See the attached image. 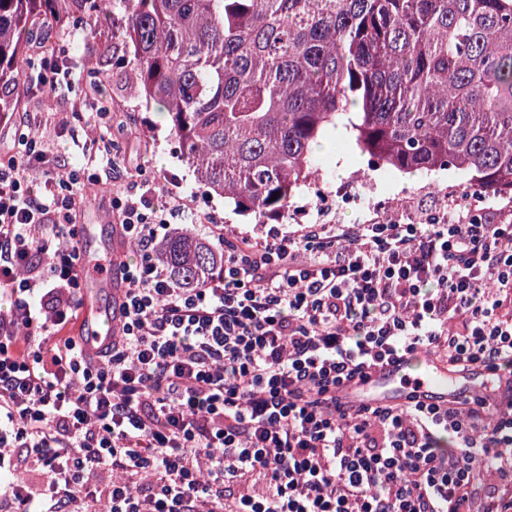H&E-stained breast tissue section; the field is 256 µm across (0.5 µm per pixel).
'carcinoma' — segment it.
Here are the masks:
<instances>
[{
	"instance_id": "1",
	"label": "carcinoma",
	"mask_w": 512,
	"mask_h": 512,
	"mask_svg": "<svg viewBox=\"0 0 512 512\" xmlns=\"http://www.w3.org/2000/svg\"><path fill=\"white\" fill-rule=\"evenodd\" d=\"M74 10L98 53L101 0H0V89H21L25 34ZM109 26L198 182L243 212L283 215L341 128L382 166L512 200V0H113ZM157 258L188 287L219 262L191 234Z\"/></svg>"
}]
</instances>
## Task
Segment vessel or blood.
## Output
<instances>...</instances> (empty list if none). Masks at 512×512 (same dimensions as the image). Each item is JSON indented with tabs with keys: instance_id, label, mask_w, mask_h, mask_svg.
I'll list each match as a JSON object with an SVG mask.
<instances>
[{
	"instance_id": "1",
	"label": "vessel or blood",
	"mask_w": 512,
	"mask_h": 512,
	"mask_svg": "<svg viewBox=\"0 0 512 512\" xmlns=\"http://www.w3.org/2000/svg\"><path fill=\"white\" fill-rule=\"evenodd\" d=\"M118 323V314L101 301L99 293L86 296L79 325L89 351H98L110 343ZM483 376L478 369L449 371L429 350L421 349L400 362L377 368L365 380L343 387L337 399L346 408L368 404L401 406L412 400L444 405L463 388L472 395L482 394L484 388L479 380Z\"/></svg>"
}]
</instances>
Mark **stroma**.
<instances>
[{
    "label": "stroma",
    "mask_w": 512,
    "mask_h": 512,
    "mask_svg": "<svg viewBox=\"0 0 512 512\" xmlns=\"http://www.w3.org/2000/svg\"><path fill=\"white\" fill-rule=\"evenodd\" d=\"M86 36L85 16L76 11L49 43H31L22 64L24 72H38L48 56L57 60L65 76L54 89L37 85L22 90L15 104L17 124L0 125V154L12 148L21 122L32 117L48 160L88 165L101 179L103 190H88L79 213L84 226V269L93 273L108 265L114 242L111 196L135 181L160 182L167 176L175 181L187 200L184 213L175 219L182 232L201 235L208 220L223 225L230 236L260 231L254 215L237 212L233 204L197 183L192 170L181 162L179 144L158 110L126 92L127 69L101 67L87 58L83 49ZM97 80L103 83L102 97L93 100L89 88ZM103 104L112 112V120L105 127L99 126L95 116ZM104 152L114 158V165L89 162V155ZM320 157V174L296 192L280 218L281 224H305L319 213L335 223L352 224L364 215L390 213L399 207L418 215L444 199H456L465 181L462 174L452 170L434 172L423 179L390 171L362 155L346 131L323 141Z\"/></svg>",
    "instance_id": "stroma-1"
}]
</instances>
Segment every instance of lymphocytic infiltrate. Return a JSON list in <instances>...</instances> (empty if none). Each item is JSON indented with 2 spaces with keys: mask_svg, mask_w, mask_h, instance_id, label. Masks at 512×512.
<instances>
[{
  "mask_svg": "<svg viewBox=\"0 0 512 512\" xmlns=\"http://www.w3.org/2000/svg\"><path fill=\"white\" fill-rule=\"evenodd\" d=\"M41 171L32 183L33 171ZM23 135L0 157V512H512V394L343 409L339 386L420 348L512 367V209L458 201L228 241L202 286L155 252L158 182L111 201L138 253L121 322L68 335L76 188Z\"/></svg>",
  "mask_w": 512,
  "mask_h": 512,
  "instance_id": "1",
  "label": "lymphocytic infiltrate"
}]
</instances>
